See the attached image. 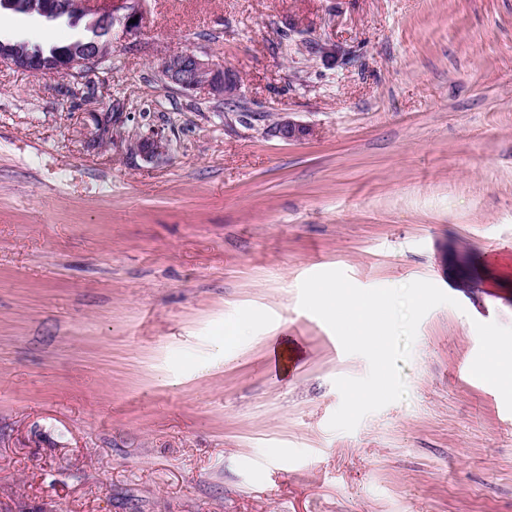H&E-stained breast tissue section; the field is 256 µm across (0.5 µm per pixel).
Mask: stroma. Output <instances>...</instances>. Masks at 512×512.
<instances>
[{"mask_svg":"<svg viewBox=\"0 0 512 512\" xmlns=\"http://www.w3.org/2000/svg\"><path fill=\"white\" fill-rule=\"evenodd\" d=\"M184 51L238 98L168 83ZM282 116L308 135H268ZM152 127L159 163L129 150ZM331 269L455 300L419 323L407 398L351 432L334 381L368 362L299 306ZM496 358L512 0H148L85 78L0 61V512H512Z\"/></svg>","mask_w":512,"mask_h":512,"instance_id":"obj_1","label":"stroma"}]
</instances>
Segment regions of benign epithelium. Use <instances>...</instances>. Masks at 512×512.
Masks as SVG:
<instances>
[{
  "label": "benign epithelium",
  "mask_w": 512,
  "mask_h": 512,
  "mask_svg": "<svg viewBox=\"0 0 512 512\" xmlns=\"http://www.w3.org/2000/svg\"><path fill=\"white\" fill-rule=\"evenodd\" d=\"M107 0H33L32 14L54 20L58 15L69 13L80 21L89 20L95 27L97 37L80 58L68 55L59 57V64L53 72L65 77H79L99 61L101 40L114 28L121 30L126 38L137 35L144 23L143 0H122L123 13L118 14L106 5ZM136 22H131V19ZM7 63L17 69L42 73L46 71L41 58L21 52H10ZM164 78L186 93L200 88L208 89L211 94L226 100L239 91L238 85L226 81L224 70L194 52H184L165 58L160 67ZM270 132L284 140H293L308 134V129L290 118H283L270 127ZM132 153L146 161H157L168 156L169 141L159 132L140 135L130 142Z\"/></svg>",
  "instance_id": "benign-epithelium-1"
}]
</instances>
